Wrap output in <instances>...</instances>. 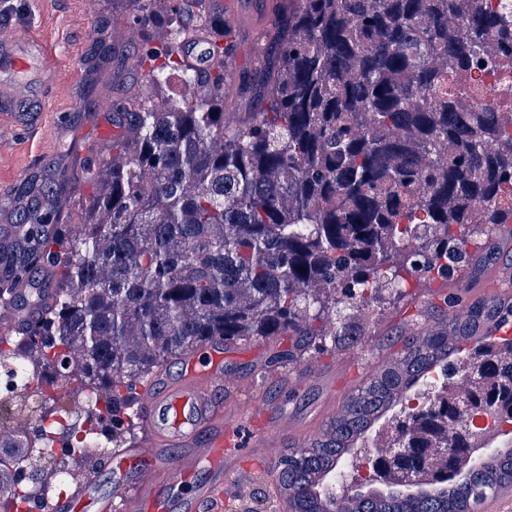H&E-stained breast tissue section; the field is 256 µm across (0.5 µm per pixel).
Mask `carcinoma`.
Masks as SVG:
<instances>
[{"instance_id": "carcinoma-1", "label": "carcinoma", "mask_w": 512, "mask_h": 512, "mask_svg": "<svg viewBox=\"0 0 512 512\" xmlns=\"http://www.w3.org/2000/svg\"><path fill=\"white\" fill-rule=\"evenodd\" d=\"M165 24L147 51L156 91L178 75L195 99L162 107L142 98L112 112L109 155L83 168L93 191L81 224L56 225L64 185L32 178L8 200L15 218L0 237V264L31 281L59 271L52 306L3 348L22 383L59 364L86 392L101 424L66 435L97 458L126 445L135 383L198 345L286 336L278 358L295 361L331 337L336 350L361 345L343 315L401 294L408 276L449 278L466 264L468 224H511L512 125L488 105L462 110L472 66L512 64V0H288L260 60L263 80L245 87L247 120L224 117V21L206 0H134ZM133 126L134 139L119 129ZM409 252L410 267L392 255ZM512 301L461 307L450 327L412 342L397 364L379 367L348 398L328 435L288 449L277 465L289 512H479L512 486V445L431 473L433 449L470 447L462 407L512 403V360L496 358L512 338ZM485 335L478 336L479 328ZM81 347L75 363L71 352ZM497 386L467 401L420 400L441 379ZM41 398L32 431L0 441V512L55 488L72 472L57 464L51 433L74 415ZM404 404L402 447L415 449L408 483L383 471L386 490H347L359 443L394 404ZM460 472L456 481L448 473Z\"/></svg>"}]
</instances>
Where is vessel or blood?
Instances as JSON below:
<instances>
[{
  "mask_svg": "<svg viewBox=\"0 0 512 512\" xmlns=\"http://www.w3.org/2000/svg\"><path fill=\"white\" fill-rule=\"evenodd\" d=\"M69 65L41 40L0 26V139H11L21 127L49 111L54 88L71 78ZM13 300L0 302V334L20 328L24 317ZM209 360L200 363L198 350L185 356L182 376L165 389L154 381L139 387L144 439L129 449L127 469L115 483L113 497H121L125 512H222L224 490L242 481L250 467L241 447L255 449L265 463H272L285 436L307 442L308 426H291L271 418L261 400L239 398L235 374L224 369V343L208 345ZM183 447L172 458L167 447ZM203 481H196L198 472ZM194 480L189 497L166 496L168 482ZM113 497L99 496L93 484L77 495L52 502L50 512H112Z\"/></svg>",
  "mask_w": 512,
  "mask_h": 512,
  "instance_id": "1",
  "label": "vessel or blood"
}]
</instances>
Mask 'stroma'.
Wrapping results in <instances>:
<instances>
[{
  "label": "stroma",
  "mask_w": 512,
  "mask_h": 512,
  "mask_svg": "<svg viewBox=\"0 0 512 512\" xmlns=\"http://www.w3.org/2000/svg\"><path fill=\"white\" fill-rule=\"evenodd\" d=\"M242 27L229 52L233 81L261 77L259 53L285 0H242ZM32 31L52 44L58 57L74 70L72 82L58 90L51 111L36 126L21 129L0 143V197H12L40 175H65L74 198L90 190L79 178L84 158L103 143L99 129L115 104L147 95L142 55L156 46L158 25L143 20L134 0H97L93 17L83 13L82 0H0V23ZM475 265L462 267L451 281H432L415 274L407 294H383L361 311L366 320L361 346L342 353L310 349L303 359L274 362L288 348L287 337L232 341L224 345V367L241 381L243 397H258L271 415L292 424L328 427L329 403L343 405L366 382L373 369L399 358L411 329L426 331L448 320L446 297L460 305L512 299V286H493L495 271L512 265V223L469 227Z\"/></svg>",
  "instance_id": "stroma-1"
}]
</instances>
